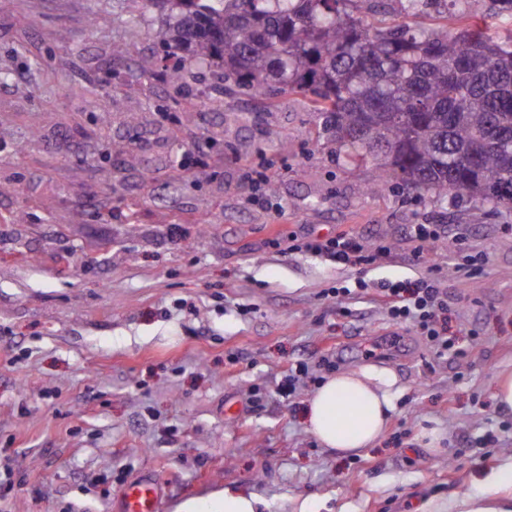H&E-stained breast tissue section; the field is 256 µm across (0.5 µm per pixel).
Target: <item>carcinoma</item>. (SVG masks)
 Here are the masks:
<instances>
[{"instance_id": "carcinoma-1", "label": "carcinoma", "mask_w": 512, "mask_h": 512, "mask_svg": "<svg viewBox=\"0 0 512 512\" xmlns=\"http://www.w3.org/2000/svg\"><path fill=\"white\" fill-rule=\"evenodd\" d=\"M357 0H146L180 81L211 66L253 94L313 96L323 133L354 162L372 159L376 193L393 180L512 209V37L485 33L512 0H397L402 22L364 25ZM459 7L458 27L428 28V7Z\"/></svg>"}]
</instances>
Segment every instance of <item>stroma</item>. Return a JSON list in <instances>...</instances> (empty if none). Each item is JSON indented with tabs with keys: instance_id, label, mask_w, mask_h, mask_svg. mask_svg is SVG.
<instances>
[{
	"instance_id": "stroma-1",
	"label": "stroma",
	"mask_w": 512,
	"mask_h": 512,
	"mask_svg": "<svg viewBox=\"0 0 512 512\" xmlns=\"http://www.w3.org/2000/svg\"><path fill=\"white\" fill-rule=\"evenodd\" d=\"M161 29L134 0H0V512H121L145 473L163 512L226 487L264 512L465 497L512 512V485L481 484L512 461V413L492 397L512 370V210L397 181L365 194L376 162L323 135L308 95L269 100L206 67L170 82ZM145 56L158 72L140 74ZM245 160L275 169L264 206ZM412 224L449 236L421 243ZM342 231L369 264L279 242ZM468 255L487 260L470 279ZM428 274L458 353L436 355L375 299ZM365 366L401 389L385 434L322 447L308 398ZM431 427L440 447L418 441Z\"/></svg>"
}]
</instances>
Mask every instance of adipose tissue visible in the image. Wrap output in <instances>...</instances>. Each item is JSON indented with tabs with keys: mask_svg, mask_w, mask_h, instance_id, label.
Here are the masks:
<instances>
[{
	"mask_svg": "<svg viewBox=\"0 0 512 512\" xmlns=\"http://www.w3.org/2000/svg\"><path fill=\"white\" fill-rule=\"evenodd\" d=\"M400 393L395 376L364 368L327 378L313 392L306 426L320 445L342 452L375 445L381 438ZM253 492L224 489L200 501H188L175 512H261Z\"/></svg>",
	"mask_w": 512,
	"mask_h": 512,
	"instance_id": "adipose-tissue-1",
	"label": "adipose tissue"
}]
</instances>
